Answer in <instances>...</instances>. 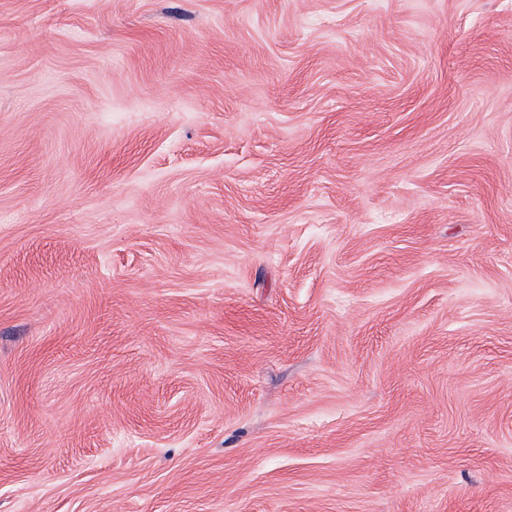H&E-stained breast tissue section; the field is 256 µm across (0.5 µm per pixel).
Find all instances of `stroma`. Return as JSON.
Segmentation results:
<instances>
[{"label": "stroma", "instance_id": "1", "mask_svg": "<svg viewBox=\"0 0 512 512\" xmlns=\"http://www.w3.org/2000/svg\"><path fill=\"white\" fill-rule=\"evenodd\" d=\"M0 512H512V0H0Z\"/></svg>", "mask_w": 512, "mask_h": 512}]
</instances>
